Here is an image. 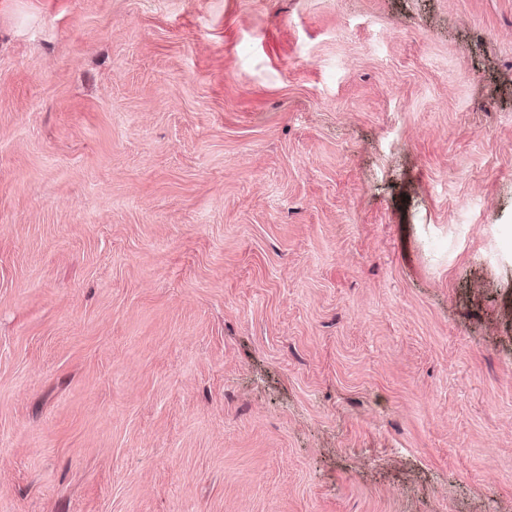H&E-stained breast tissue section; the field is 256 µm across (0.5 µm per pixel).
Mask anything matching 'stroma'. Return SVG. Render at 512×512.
<instances>
[{"instance_id": "obj_1", "label": "stroma", "mask_w": 512, "mask_h": 512, "mask_svg": "<svg viewBox=\"0 0 512 512\" xmlns=\"http://www.w3.org/2000/svg\"><path fill=\"white\" fill-rule=\"evenodd\" d=\"M512 0H0V512H512Z\"/></svg>"}]
</instances>
